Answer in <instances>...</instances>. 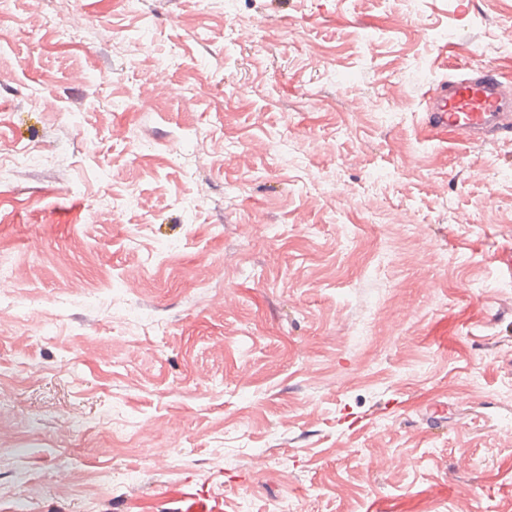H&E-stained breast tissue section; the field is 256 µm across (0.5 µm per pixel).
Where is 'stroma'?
<instances>
[{
    "instance_id": "1",
    "label": "stroma",
    "mask_w": 512,
    "mask_h": 512,
    "mask_svg": "<svg viewBox=\"0 0 512 512\" xmlns=\"http://www.w3.org/2000/svg\"><path fill=\"white\" fill-rule=\"evenodd\" d=\"M479 64L512 0H0V512L512 506V138L425 123Z\"/></svg>"
}]
</instances>
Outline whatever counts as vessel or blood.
I'll use <instances>...</instances> for the list:
<instances>
[{
  "label": "vessel or blood",
  "instance_id": "1",
  "mask_svg": "<svg viewBox=\"0 0 512 512\" xmlns=\"http://www.w3.org/2000/svg\"><path fill=\"white\" fill-rule=\"evenodd\" d=\"M426 122L464 145H492L512 132V79L471 66L441 81L426 101Z\"/></svg>",
  "mask_w": 512,
  "mask_h": 512
}]
</instances>
